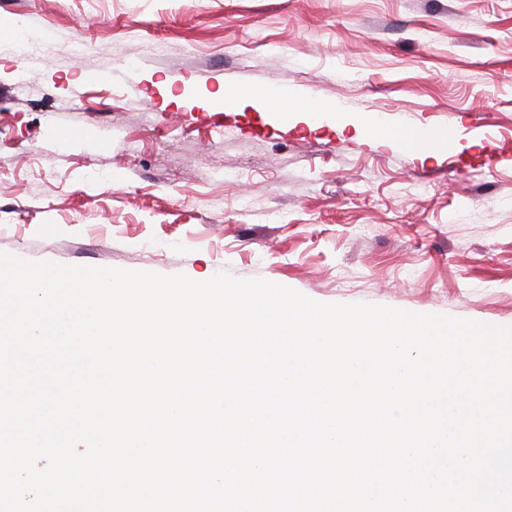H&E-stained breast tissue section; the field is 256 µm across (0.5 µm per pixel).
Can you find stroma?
<instances>
[{
  "instance_id": "1",
  "label": "stroma",
  "mask_w": 512,
  "mask_h": 512,
  "mask_svg": "<svg viewBox=\"0 0 512 512\" xmlns=\"http://www.w3.org/2000/svg\"><path fill=\"white\" fill-rule=\"evenodd\" d=\"M13 20L53 51L0 50V252L512 326V0H0ZM107 64L136 90L84 82ZM243 75L458 144L211 111ZM455 136L446 131H438L435 135L429 136L419 130H411L407 139L412 144V151L423 150L427 147H433L438 151L448 148V142L452 146Z\"/></svg>"
}]
</instances>
